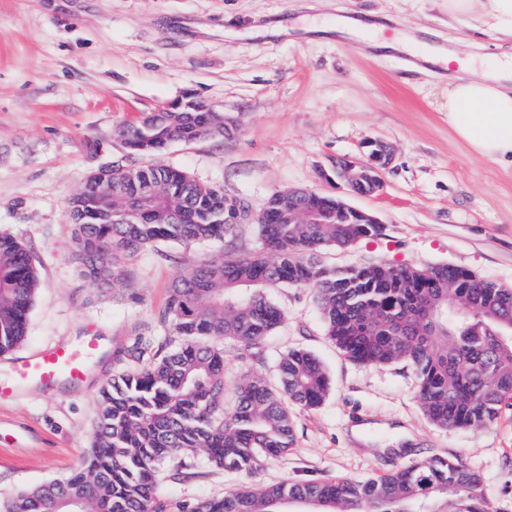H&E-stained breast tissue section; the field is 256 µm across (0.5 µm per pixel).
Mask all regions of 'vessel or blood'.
Returning a JSON list of instances; mask_svg holds the SVG:
<instances>
[{
  "label": "vessel or blood",
  "instance_id": "b4317fda",
  "mask_svg": "<svg viewBox=\"0 0 512 512\" xmlns=\"http://www.w3.org/2000/svg\"><path fill=\"white\" fill-rule=\"evenodd\" d=\"M97 350L98 340L90 336L77 346L66 343L46 345L26 357L1 355L0 365L9 367L10 376L0 380V402L15 399L30 384L46 392L62 380L72 386L81 385Z\"/></svg>",
  "mask_w": 512,
  "mask_h": 512
}]
</instances>
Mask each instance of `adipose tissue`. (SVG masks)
Wrapping results in <instances>:
<instances>
[{"instance_id": "adipose-tissue-1", "label": "adipose tissue", "mask_w": 512, "mask_h": 512, "mask_svg": "<svg viewBox=\"0 0 512 512\" xmlns=\"http://www.w3.org/2000/svg\"><path fill=\"white\" fill-rule=\"evenodd\" d=\"M448 16L512 35V0H448ZM434 58L458 71L448 85V125L456 139L476 155L512 165V58L477 61L457 51H439Z\"/></svg>"}]
</instances>
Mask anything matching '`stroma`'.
<instances>
[{"instance_id": "35a3bbf8", "label": "stroma", "mask_w": 512, "mask_h": 512, "mask_svg": "<svg viewBox=\"0 0 512 512\" xmlns=\"http://www.w3.org/2000/svg\"><path fill=\"white\" fill-rule=\"evenodd\" d=\"M349 15L369 33L338 31ZM380 34L512 55L511 36L449 19L448 0H0V232L33 251L39 279L15 353L76 337L107 344L84 384L51 394L31 387L0 404V497L80 465L95 439L99 388L127 367L120 350L157 334L174 275L212 251L150 247L126 262L128 280L109 285L74 259L70 198L101 167L148 164L127 151L119 129L184 95L223 114L224 134L173 143L157 163L257 209L274 193L309 189L347 196L379 218V237L321 252L324 266L447 264L512 288V168L454 138L452 73L380 49ZM375 140L393 156L382 191L347 195L336 158ZM269 296L286 320L261 359L225 345L227 391L249 376L275 382L279 357L292 349L320 359L329 391L319 406L294 409L293 446L255 475L214 468L200 449L188 476L168 461L157 488L165 512L249 482L379 478L431 456L461 457L496 512H512V408L484 430L436 427L410 364L348 358L324 333L314 289Z\"/></svg>"}]
</instances>
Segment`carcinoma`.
I'll use <instances>...</instances> for the list:
<instances>
[{"label":"carcinoma","instance_id":"obj_1","mask_svg":"<svg viewBox=\"0 0 512 512\" xmlns=\"http://www.w3.org/2000/svg\"><path fill=\"white\" fill-rule=\"evenodd\" d=\"M120 135L136 154L163 145L224 135L217 112H151ZM112 196L88 179L69 201L78 263L95 278L125 275L126 256L161 242L210 241L224 251L174 276L159 317L162 336H138L127 349L140 367L101 388L93 447L71 474L0 499V512H162V465L203 449L218 468L255 473L294 442L292 408L318 406L329 377L311 352L293 349L278 363V385L245 379L229 404L224 341L258 357L284 322L265 293L290 286L316 289L326 335L363 364L409 361L424 415L439 427L487 429L512 400V289L455 266L388 264L343 270L318 264L328 247L345 248L380 235L378 224H340L335 203H312V223L290 224L271 196L255 225L261 247L233 248L239 196L205 185L167 165L101 170ZM38 288L30 250L0 234V353L24 338ZM448 512H495L480 480L457 458L434 457L381 480L250 485L183 512H279L285 499L319 512H427L440 497ZM75 498L78 505L65 502Z\"/></svg>","mask_w":512,"mask_h":512}]
</instances>
